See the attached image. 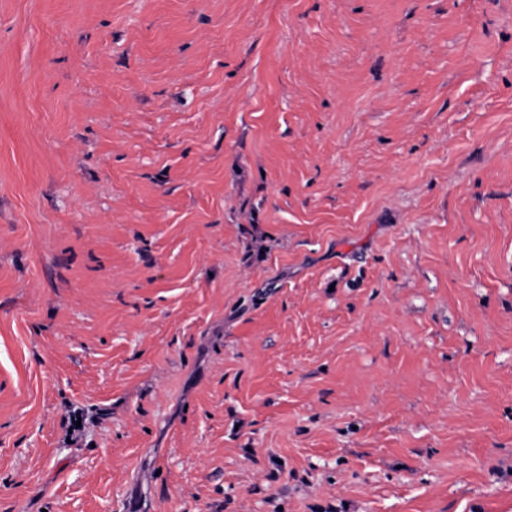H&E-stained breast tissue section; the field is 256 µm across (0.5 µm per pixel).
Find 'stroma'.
I'll return each instance as SVG.
<instances>
[{"label": "stroma", "mask_w": 512, "mask_h": 512, "mask_svg": "<svg viewBox=\"0 0 512 512\" xmlns=\"http://www.w3.org/2000/svg\"><path fill=\"white\" fill-rule=\"evenodd\" d=\"M0 512H512V0H0Z\"/></svg>", "instance_id": "35a3bbf8"}]
</instances>
